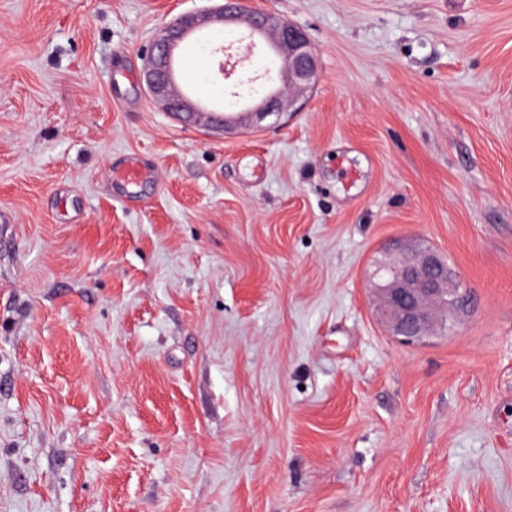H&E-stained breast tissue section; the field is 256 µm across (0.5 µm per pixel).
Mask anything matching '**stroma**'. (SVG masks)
Segmentation results:
<instances>
[{
  "mask_svg": "<svg viewBox=\"0 0 512 512\" xmlns=\"http://www.w3.org/2000/svg\"><path fill=\"white\" fill-rule=\"evenodd\" d=\"M213 5L0 0V512H512V0H249L319 71L226 136L139 84ZM198 60L208 105L279 65ZM396 239L473 299L420 343ZM396 255L371 275L376 318L405 342L432 334L447 324L448 311L469 306L456 273L443 256L423 243L396 244Z\"/></svg>",
  "mask_w": 512,
  "mask_h": 512,
  "instance_id": "obj_1",
  "label": "stroma"
}]
</instances>
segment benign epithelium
Listing matches in <instances>:
<instances>
[{"instance_id":"benign-epithelium-1","label":"benign epithelium","mask_w":512,"mask_h":512,"mask_svg":"<svg viewBox=\"0 0 512 512\" xmlns=\"http://www.w3.org/2000/svg\"><path fill=\"white\" fill-rule=\"evenodd\" d=\"M246 0L221 3L206 14L184 13L168 23L145 52L143 84L147 95L165 112L187 125L230 133L238 128H259L269 117L299 110L314 87L318 75L315 49L298 25L277 14L254 10L255 27L248 30L247 50L257 46L263 33L274 34L269 47L280 60L277 81L263 91L234 103L236 111L209 107L186 94L174 96L169 73L170 57L185 37L216 25L235 27L246 12ZM376 318L394 336L405 342L418 341L447 324L448 312L469 306L467 292L459 288L456 273L443 256L423 243L396 244V255L379 264L371 275Z\"/></svg>"}]
</instances>
